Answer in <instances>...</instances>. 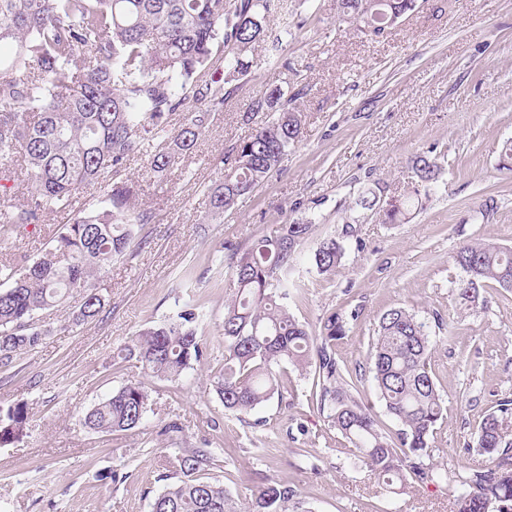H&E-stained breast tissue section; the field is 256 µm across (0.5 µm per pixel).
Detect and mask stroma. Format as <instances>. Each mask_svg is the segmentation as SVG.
I'll return each mask as SVG.
<instances>
[{
  "label": "stroma",
  "instance_id": "obj_1",
  "mask_svg": "<svg viewBox=\"0 0 512 512\" xmlns=\"http://www.w3.org/2000/svg\"><path fill=\"white\" fill-rule=\"evenodd\" d=\"M285 7L270 25L287 29L283 48L295 73L282 75L264 45H253L239 90L212 113L192 153L161 177L148 157L130 161L120 177L135 185V207L152 220L102 272L103 311L72 323L83 297L72 292L38 313L46 331L40 344L0 368V408L23 403L30 416L27 435L0 446V512H149L164 488V462L181 448L211 450L210 476L242 498L285 477L315 512H450L448 484L398 494L352 466L344 440L316 409L311 377L292 366L283 368L292 405L272 400L237 415L215 395L230 251L302 218L315 219V235H343L345 255L331 275L299 266L307 298L291 313L315 329L332 312L360 309L336 343L337 358L352 368L365 364L385 310L403 306L430 324L442 319L453 338L430 359L446 407L434 460L450 472L485 465L472 446L477 426L512 400V292L486 286L477 306L465 309L453 255L476 239L512 247V169L500 156L512 141V0H418L380 38L344 20L337 0H286ZM282 83L307 90L297 102L300 141L252 195L212 215L208 189L224 176L230 148L256 127L244 119L248 107ZM420 153L442 158L444 170L405 222L384 224L357 206L367 188L410 181ZM100 200V189L84 190L74 210ZM74 210L47 212L0 239V260L41 257ZM188 302L201 313L206 351L178 380L149 376L132 357L117 360L140 330ZM131 382L149 393L143 424L112 433L85 428V412ZM298 422L305 433L291 435ZM303 448L317 469L300 456ZM110 472L119 481H108Z\"/></svg>",
  "mask_w": 512,
  "mask_h": 512
}]
</instances>
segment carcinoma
I'll return each instance as SVG.
<instances>
[{
  "instance_id": "cac0c4a2",
  "label": "carcinoma",
  "mask_w": 512,
  "mask_h": 512,
  "mask_svg": "<svg viewBox=\"0 0 512 512\" xmlns=\"http://www.w3.org/2000/svg\"><path fill=\"white\" fill-rule=\"evenodd\" d=\"M416 0H339L340 11L357 30L380 37ZM280 0H0V194L28 182L19 203L0 208V236L19 224H38L50 209H66L84 187L99 185L101 205L78 213L64 225L53 247L29 265L0 263V367H8L41 341L34 326L38 311L85 289L73 321L93 319L104 298L91 281L130 244L134 226L151 214L132 206L133 185L114 179L129 161L149 156L162 174L176 156L192 151L211 113L236 94L234 81L249 67L244 53L263 43L281 72L294 71L282 37L268 18ZM222 55L224 76L215 77L213 59ZM275 85L253 100L249 112H274L254 133L231 148V167L209 189L212 212L221 214L251 194L275 169L302 134L296 98ZM183 112V122L169 118ZM413 181L399 194L369 189L360 205L376 210L384 224L406 219L421 193L436 186L438 159L411 160ZM312 221L284 224L275 235L255 238L231 257V293L224 302V366L212 389L227 411L247 414L294 391L282 380L286 362L313 374L315 403L327 425L351 447L354 466L367 467L385 486L451 482V512H512V400L483 417L476 447L491 457L482 468L448 471L433 462L432 438L445 407L433 378L430 356L437 342L429 326L405 307L379 319L366 366L358 372L336 358V342L347 336L360 310L330 314L311 332L289 311L305 298L295 279L298 250L311 240ZM313 241V240H311ZM345 255L342 237L313 241L309 262L317 273L333 274ZM464 276L459 298L476 301L492 283L512 290V247L486 240L461 246L453 256ZM199 313L188 306L163 323L146 328L123 348L148 373L175 380L201 361L204 342ZM370 381L396 429L389 430L359 397ZM145 386L130 383L89 409L85 427L97 432L130 431L144 421ZM24 404L0 408V445L20 441L29 426ZM213 457L202 448L176 456L180 480L150 503V512H313L288 480L272 478L249 498L238 499L219 481L203 475Z\"/></svg>"
}]
</instances>
